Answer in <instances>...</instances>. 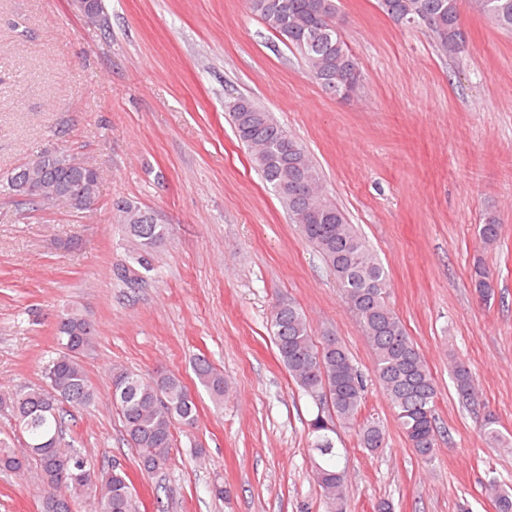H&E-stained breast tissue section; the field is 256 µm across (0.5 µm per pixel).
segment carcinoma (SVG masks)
<instances>
[{
    "instance_id": "carcinoma-1",
    "label": "carcinoma",
    "mask_w": 512,
    "mask_h": 512,
    "mask_svg": "<svg viewBox=\"0 0 512 512\" xmlns=\"http://www.w3.org/2000/svg\"><path fill=\"white\" fill-rule=\"evenodd\" d=\"M379 9L393 22L426 28L440 48L454 56L468 52L461 22L462 0H377ZM258 17L286 46L303 59L312 79L327 94L343 96L363 81L359 63L340 32L338 0H246ZM470 8L496 27L512 32V0H469ZM235 135L246 147L252 164L273 189L291 223L320 253L336 277L350 312L366 336L374 361V375L389 398L395 418L414 453L425 461L437 447L436 404L438 386L414 339L389 302L390 284L385 267L374 257L346 214L321 192L320 175L306 148L252 99L237 96L224 102ZM41 178L45 194L65 197L84 192L96 197L97 177L72 164L71 153L43 151ZM27 180L26 165L6 176V188L16 196ZM113 216L123 225L132 245L129 258L116 277L127 287L142 282L141 271L152 269L155 248L169 227L149 223L147 209L133 200L112 203ZM500 233L499 219L489 213L479 225L487 244ZM471 282L485 301L494 295L490 272L482 259L473 265ZM270 326L279 359L299 388L316 401V416L309 434L316 454L313 477L325 512H347V470L336 448L337 428H353L360 445L370 451L383 447L384 432L378 421L362 415L366 378L336 337L324 336L321 345L303 309L290 298L272 306ZM58 352L45 368L46 385L0 391V409L15 422L22 437L17 445L0 438V471L20 473L35 465L47 487L40 512H73V501L92 498V512H138L135 490L125 469L114 463L97 474L87 454L67 439V405L84 410L96 405L98 395L90 384L81 357L95 347L94 330L77 310L60 316L55 329ZM194 375L213 403H224L226 382L205 357L195 359ZM110 402L118 410L128 443L138 452L141 471L153 474L171 460L175 424L192 428L198 419L195 397L175 373L146 378L122 366L110 372ZM456 394L463 406L479 405L469 368L452 369ZM483 437L493 447L508 444L492 413L483 416ZM498 512H512V487L492 479L488 483Z\"/></svg>"
}]
</instances>
